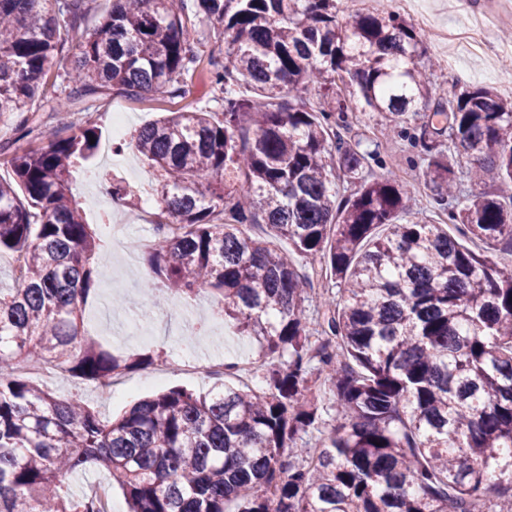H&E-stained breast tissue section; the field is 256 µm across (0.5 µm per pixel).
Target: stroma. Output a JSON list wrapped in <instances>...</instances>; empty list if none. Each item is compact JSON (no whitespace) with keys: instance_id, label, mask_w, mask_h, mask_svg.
I'll return each instance as SVG.
<instances>
[{"instance_id":"stroma-1","label":"stroma","mask_w":512,"mask_h":512,"mask_svg":"<svg viewBox=\"0 0 512 512\" xmlns=\"http://www.w3.org/2000/svg\"><path fill=\"white\" fill-rule=\"evenodd\" d=\"M201 42L198 46L201 62L194 75L186 81V93L170 97L145 93L128 96L118 88H111L73 106L69 120L77 126H94L101 133V144L95 159L77 167L74 188L87 224L98 242L94 266L99 271L97 288L82 306L85 334L96 337L113 353L125 357L150 358L149 367L129 371L114 377V391H101L93 383L57 372L43 385L57 396L76 397L93 407L102 418L118 415L138 399L160 390L185 388L198 395L209 393L219 383L260 390L258 376L225 378L202 377L189 374L180 367L181 356L188 351L209 358L216 363L252 362L261 359L262 352L252 337L242 335L233 321L225 320L224 305L210 291L202 290L189 298L170 303L161 315H154L151 292L145 282L148 278L146 251L137 249L142 237L149 235L147 225L127 224L120 248H113L108 232L113 220H125L132 210L112 197V183L116 180L140 179L146 191L154 189V175L146 162L130 145L113 147V117L124 115V135L132 137L135 130L155 122L169 112L202 110L222 112L224 91L212 84L208 72L221 60L224 45L213 29L198 23ZM504 27H497L491 39L499 52L492 61H484L467 51L448 53L431 33L423 40L433 68L427 69L434 87L481 88L502 93L505 84L512 83V39L504 35ZM355 129L380 144L387 170L393 171L414 191L420 208L433 222H442V214L429 204V192L423 185L419 165L408 163L407 154L395 134L382 125L373 112L358 113ZM51 113L37 112L29 135H22L15 122L0 125V147L16 151L28 147L45 146L49 138L63 135Z\"/></svg>"}]
</instances>
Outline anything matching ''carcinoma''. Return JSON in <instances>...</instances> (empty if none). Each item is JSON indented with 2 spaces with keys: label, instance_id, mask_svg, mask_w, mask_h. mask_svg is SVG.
Returning <instances> with one entry per match:
<instances>
[{
  "label": "carcinoma",
  "instance_id": "cac0c4a2",
  "mask_svg": "<svg viewBox=\"0 0 512 512\" xmlns=\"http://www.w3.org/2000/svg\"><path fill=\"white\" fill-rule=\"evenodd\" d=\"M338 12L337 0H114L79 37L72 104L111 87L182 96L195 22L224 36V64L209 71L222 118L171 112L132 137L179 229L156 228L146 287L165 284L159 309L200 287L220 294L260 345L265 391L171 388L103 421L21 373L44 363L105 389L151 360L80 334L98 272L71 180L98 131L15 152L13 178L0 179V254H21L25 273L0 288V512H90L88 497L62 493L90 464L112 474L128 512H512V266L493 257L512 246V104L481 88L436 94L413 25ZM83 14V0H0V116L23 127L37 100L64 115L39 82ZM355 96L418 153L432 207L486 251L375 171L380 145L352 134ZM465 166L500 194L459 203ZM294 253L320 257L337 289L315 318L313 274ZM315 372L336 398L327 431ZM317 430L313 457L303 438Z\"/></svg>",
  "mask_w": 512,
  "mask_h": 512
}]
</instances>
